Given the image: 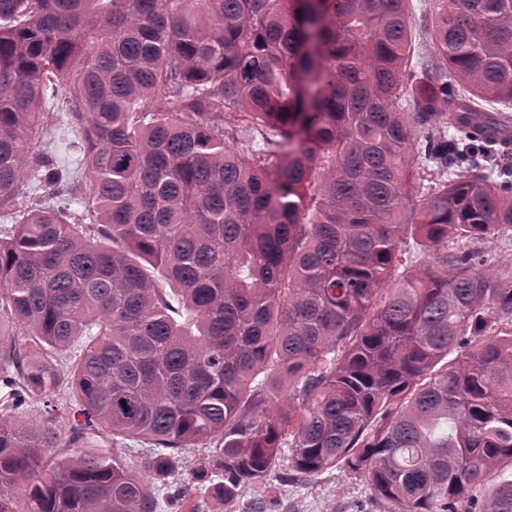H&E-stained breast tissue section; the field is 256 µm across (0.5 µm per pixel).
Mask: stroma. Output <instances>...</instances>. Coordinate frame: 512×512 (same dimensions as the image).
<instances>
[{
  "label": "stroma",
  "mask_w": 512,
  "mask_h": 512,
  "mask_svg": "<svg viewBox=\"0 0 512 512\" xmlns=\"http://www.w3.org/2000/svg\"><path fill=\"white\" fill-rule=\"evenodd\" d=\"M154 493L164 497L179 491V512H253L266 503V512H398L396 504L374 496L364 477L344 464L303 475L279 461L267 476L265 488L248 487L239 491L232 503H223L210 481L185 478L154 483Z\"/></svg>",
  "instance_id": "1"
}]
</instances>
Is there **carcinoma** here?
Wrapping results in <instances>:
<instances>
[{"instance_id":"carcinoma-1","label":"carcinoma","mask_w":512,"mask_h":512,"mask_svg":"<svg viewBox=\"0 0 512 512\" xmlns=\"http://www.w3.org/2000/svg\"><path fill=\"white\" fill-rule=\"evenodd\" d=\"M412 17L0 0V512H157L184 448L226 500L286 454L401 512H512V262L484 250L512 232V0H433L428 54ZM48 105L72 168L35 154ZM64 385L61 444L22 415Z\"/></svg>"}]
</instances>
